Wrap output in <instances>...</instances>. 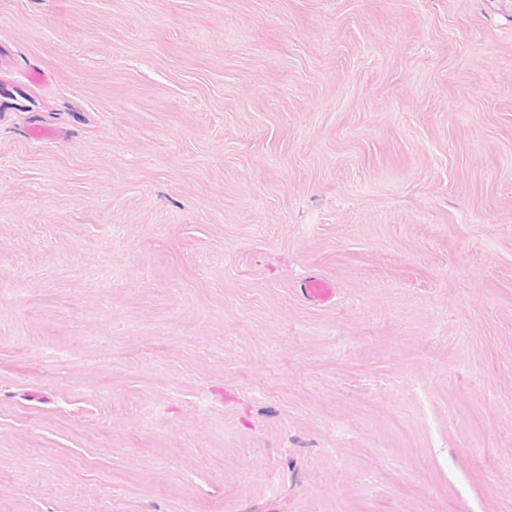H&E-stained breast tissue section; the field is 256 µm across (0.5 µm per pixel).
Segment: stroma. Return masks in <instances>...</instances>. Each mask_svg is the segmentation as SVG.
<instances>
[{"mask_svg": "<svg viewBox=\"0 0 512 512\" xmlns=\"http://www.w3.org/2000/svg\"><path fill=\"white\" fill-rule=\"evenodd\" d=\"M0 512H512V0H0ZM334 285L325 279L310 278L300 286V293L305 300L311 303H323L335 295Z\"/></svg>", "mask_w": 512, "mask_h": 512, "instance_id": "stroma-1", "label": "stroma"}]
</instances>
